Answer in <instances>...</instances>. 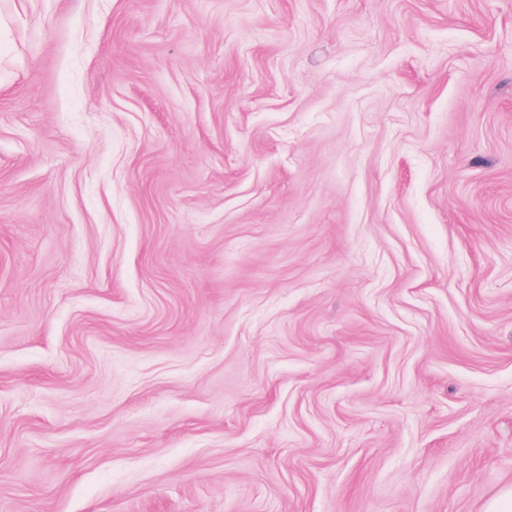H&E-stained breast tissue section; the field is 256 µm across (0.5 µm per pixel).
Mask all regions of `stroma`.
I'll list each match as a JSON object with an SVG mask.
<instances>
[{"label":"stroma","mask_w":512,"mask_h":512,"mask_svg":"<svg viewBox=\"0 0 512 512\" xmlns=\"http://www.w3.org/2000/svg\"><path fill=\"white\" fill-rule=\"evenodd\" d=\"M509 489L512 0H0V512Z\"/></svg>","instance_id":"35a3bbf8"}]
</instances>
